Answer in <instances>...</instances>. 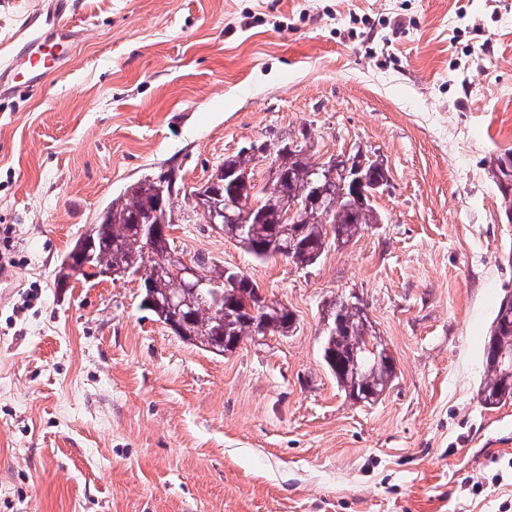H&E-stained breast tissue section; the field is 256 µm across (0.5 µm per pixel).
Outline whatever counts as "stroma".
Wrapping results in <instances>:
<instances>
[{"label":"stroma","instance_id":"35a3bbf8","mask_svg":"<svg viewBox=\"0 0 512 512\" xmlns=\"http://www.w3.org/2000/svg\"><path fill=\"white\" fill-rule=\"evenodd\" d=\"M41 88L0 79V512H512V402L478 396L512 289L491 158L512 149V0H71ZM307 136L363 146L382 221L300 270L260 264L187 199L179 253L235 267L294 333L217 356L135 281H59L112 196ZM357 290L397 377L338 392L323 301Z\"/></svg>","mask_w":512,"mask_h":512}]
</instances>
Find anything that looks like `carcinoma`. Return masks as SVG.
I'll list each match as a JSON object with an SVG mask.
<instances>
[{
    "label": "carcinoma",
    "mask_w": 512,
    "mask_h": 512,
    "mask_svg": "<svg viewBox=\"0 0 512 512\" xmlns=\"http://www.w3.org/2000/svg\"><path fill=\"white\" fill-rule=\"evenodd\" d=\"M283 139L275 150L280 173L272 183L256 189L253 156L241 152L224 158L219 169L229 174H211L202 186L205 203L228 212L221 229L256 262L277 256L298 268L318 262L329 241L346 244L369 224L380 223L371 186L389 177V170L376 161H357L365 182L355 184L352 170L328 179L318 175L322 164L312 160L306 142L288 148ZM512 170V150L492 159L495 179ZM181 177L175 170L157 178L146 176L131 184L104 208L98 223L83 240L88 249L76 262L89 265L83 278L105 270L115 273L144 271L142 303L156 320L197 348L224 355L232 353L244 339L260 335L264 328L285 336L296 329V316L282 302L261 293L248 275L232 280L234 271L198 254L192 258L207 279L191 303L184 302L187 288L177 273L150 277L155 256L173 247V239L160 237L150 249L148 225L164 219L171 226L173 205L180 196ZM165 185L164 195L158 194ZM508 294L499 299L484 341L481 403L495 408L512 401V317L502 316ZM361 300L340 297L322 308L324 322L320 355L345 398L371 404L396 376V363L375 327L363 314Z\"/></svg>",
    "instance_id": "1"
}]
</instances>
